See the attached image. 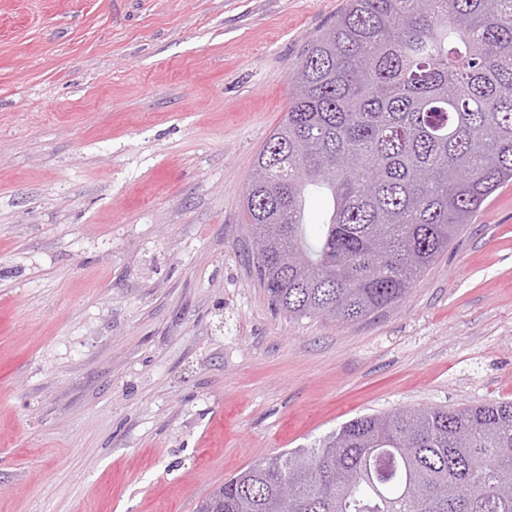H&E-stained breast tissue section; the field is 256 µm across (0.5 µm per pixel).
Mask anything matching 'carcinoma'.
<instances>
[{"label": "carcinoma", "mask_w": 512, "mask_h": 512, "mask_svg": "<svg viewBox=\"0 0 512 512\" xmlns=\"http://www.w3.org/2000/svg\"><path fill=\"white\" fill-rule=\"evenodd\" d=\"M288 83L245 196L260 281L291 318L363 320L512 182V0H348ZM312 189L333 202L314 239ZM196 512H512V400L354 418Z\"/></svg>", "instance_id": "1"}]
</instances>
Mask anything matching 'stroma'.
<instances>
[{
    "label": "stroma",
    "mask_w": 512,
    "mask_h": 512,
    "mask_svg": "<svg viewBox=\"0 0 512 512\" xmlns=\"http://www.w3.org/2000/svg\"><path fill=\"white\" fill-rule=\"evenodd\" d=\"M347 0H0V512H195L354 417L512 399V184L371 318H288L244 207Z\"/></svg>",
    "instance_id": "obj_1"
}]
</instances>
